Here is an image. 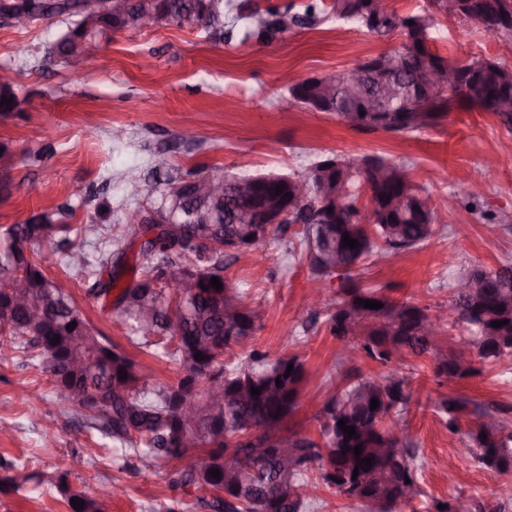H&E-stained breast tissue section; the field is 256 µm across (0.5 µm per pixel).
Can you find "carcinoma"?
Segmentation results:
<instances>
[{
	"instance_id": "carcinoma-1",
	"label": "carcinoma",
	"mask_w": 512,
	"mask_h": 512,
	"mask_svg": "<svg viewBox=\"0 0 512 512\" xmlns=\"http://www.w3.org/2000/svg\"><path fill=\"white\" fill-rule=\"evenodd\" d=\"M83 0H23L20 8L30 21L62 14H75L80 21L61 36L54 54L81 60L87 41L107 31L136 29L137 13L149 6L159 24L178 27L200 26L216 33L224 20L235 25L244 22V39L256 36L271 39L289 26L315 24L333 15L352 20L369 33L384 37L395 30L402 42L392 50L371 56L358 67L366 79L353 94L343 86L346 72L326 77L335 86L334 97L322 111L351 128H371L388 132H413L438 123L454 102H463L484 112L498 115L512 126V111H499V103L512 101V68L497 61L473 58L455 63L457 82L448 89H434L427 97L417 89L426 72L449 60L432 52L430 31L436 16L446 15L447 0H427L421 12L395 18L379 25L363 14L365 0H307L303 13L295 5L260 9L255 4L242 12L233 0H125L122 9L98 12L92 26L83 15ZM466 6L455 17L511 15L512 0H464ZM315 93L305 78L288 87V97L304 109ZM383 178L369 180L358 166V159H339L336 182L345 185L350 204L340 208L338 222L325 223L323 201L332 188L317 179L308 182L306 193L291 203L282 223L266 227L237 222L240 200L234 188L239 181L254 185L259 202L275 197L276 185L284 180L302 181L303 175L263 174L239 176L213 165L211 171L224 173V201L214 202L197 195L187 196L179 186L198 179L188 173L171 176L167 189L150 200L133 216L126 233L142 237L138 257L127 280L114 272L104 280L100 272L121 265L126 256L123 237L101 241L97 257L90 261L77 243L83 228L54 223L53 214L31 215L23 224H14L0 234V332L6 342L42 360L54 383L64 370L71 382L57 394L75 401L87 412L88 428L104 430L125 447L145 467L182 459L190 449H207L199 465L176 471L175 487L194 503L212 512H305L314 507L316 497L291 498L286 493L271 495L275 488L290 486L337 488L362 506L377 512L410 503L419 494L416 481L417 454L401 438L390 443L392 452L383 457L376 448L388 439L393 428L384 425L393 410L407 408L411 394L408 381L392 373L377 381L358 373L349 374L336 395L325 402L317 415L319 440L299 433L285 436L282 428L296 406L304 364L299 356L275 360L251 352L247 363L225 360L224 353L253 336L258 315L244 305L242 294L224 282L225 246L233 239L252 237L253 248L268 239L283 240L291 225L292 249L310 259L313 280L340 281L334 310L325 318L326 327L338 340L363 337L364 355L384 365L396 357H428L438 378L461 381L475 376V364H490L512 357V266L485 271V287L475 292L451 288L452 305L460 309L457 320L441 318L448 324H465L470 362L463 365L455 352L433 343L427 325L434 322L428 308L415 303L396 302L377 288H366L353 275L355 268L375 251H398L427 242L436 232L437 211L423 190L410 183L404 166L382 156H373ZM374 204L369 224L355 206L362 193ZM359 242L351 249L343 244V234ZM47 244L55 260L66 266H79L93 280L95 295L116 294L115 308L130 330V340L154 352L166 349L164 339L179 336L175 355L183 376L175 386L154 382L139 370L129 356L103 339L87 322L70 293L44 274L41 263L27 254L28 244ZM189 275L194 287L171 307L170 289L164 281ZM217 277L222 289L210 285ZM376 300L380 309L366 308L358 300ZM507 321L493 327L494 321ZM76 323L72 329L68 324ZM59 336L58 343L53 337ZM202 353L210 373L224 379V398L219 406L206 394L209 373L198 368L196 353ZM114 357H109V354ZM292 372H287L288 366ZM126 379H119V370ZM281 385H276V381ZM261 389L258 396L241 399V383ZM181 396L193 410L194 419L184 422L173 407ZM378 400L371 409L372 400ZM436 410L444 426L458 431L461 415L476 419L470 432L471 444L465 451L488 468L512 470V416L507 409H487L461 394L441 399ZM355 427L349 438L338 422ZM486 439H481L480 434ZM361 446L355 456L353 448ZM374 458L372 466L360 463ZM317 463L318 477L310 480L304 470ZM361 471L352 478L355 467ZM220 471L214 478L210 470ZM68 470L56 472L53 483L64 494L69 512H106L105 493L71 491L66 484ZM84 501L82 510L71 498Z\"/></svg>"
}]
</instances>
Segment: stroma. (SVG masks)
I'll use <instances>...</instances> for the list:
<instances>
[{
  "label": "stroma",
  "mask_w": 512,
  "mask_h": 512,
  "mask_svg": "<svg viewBox=\"0 0 512 512\" xmlns=\"http://www.w3.org/2000/svg\"><path fill=\"white\" fill-rule=\"evenodd\" d=\"M60 16L26 27L0 24V68L10 69L20 101L17 112L0 116V143L22 164L10 172L11 189L0 196V230L41 211L64 212L65 223L88 229L86 253L102 238L122 234L127 218L165 188L151 172L166 154L178 174L218 164L235 174H303L320 157L381 155L406 165L411 183L438 205L435 235L396 254L375 253L359 267L366 286L385 289L439 314L451 303V285L462 266L488 269L512 265V130L489 112L457 106L437 125L409 133L354 129L324 112L284 119L279 101L292 83L330 76L389 50L400 32L377 37L357 23L332 18L313 27H290L275 38L243 39L191 27L164 26L99 37L97 62H48L54 41L72 28ZM430 46L451 61L482 57L512 66V38L479 25L438 17ZM137 178L143 192L126 190ZM479 183L480 209L499 217L488 224L471 214L462 196ZM260 262H225L224 278L260 315V327L233 360L251 350L276 358L296 354L305 376L298 407L285 432L317 437L316 416L336 393L347 344L332 336L326 309L308 297L311 269L289 245L270 240ZM65 284L93 327L162 385L177 383L179 365L131 344L128 329L110 300L90 293V281L76 269L46 267ZM404 372L412 393L399 418L417 450L420 493L400 512H435L439 500L459 497L474 512H512L499 486L512 471L483 467L462 453L470 417L449 432L436 406L462 392L489 407L512 409V359L484 366L461 382L435 377L430 358H409ZM84 411L57 396L51 376L15 349L0 350V459L13 461L29 480L0 492V512H68L57 487L44 484L72 452L84 462L67 476L75 491L110 492L106 512H187L172 479L176 470L201 462L191 449L177 462L140 471L132 456L104 434L85 427Z\"/></svg>",
  "instance_id": "35a3bbf8"
}]
</instances>
